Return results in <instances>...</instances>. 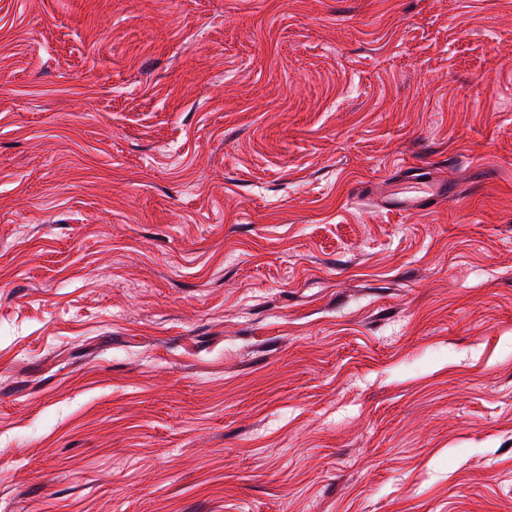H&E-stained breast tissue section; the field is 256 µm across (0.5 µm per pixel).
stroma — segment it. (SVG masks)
Instances as JSON below:
<instances>
[{"instance_id":"1","label":"stroma","mask_w":512,"mask_h":512,"mask_svg":"<svg viewBox=\"0 0 512 512\" xmlns=\"http://www.w3.org/2000/svg\"><path fill=\"white\" fill-rule=\"evenodd\" d=\"M0 512H512V0H0ZM408 184L399 192H390L379 198V205L390 211L410 213L427 200H442L453 196L455 188L444 180L422 174L406 179Z\"/></svg>"}]
</instances>
